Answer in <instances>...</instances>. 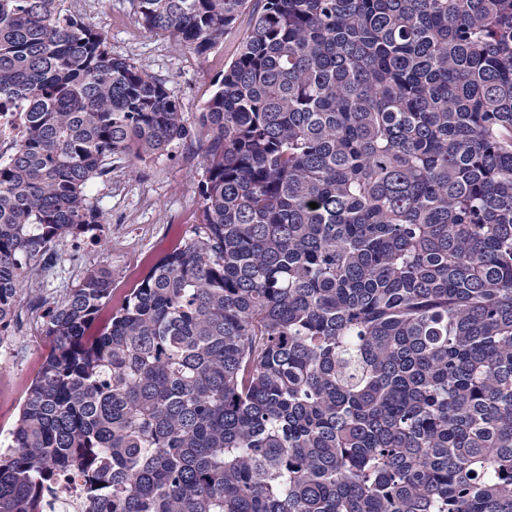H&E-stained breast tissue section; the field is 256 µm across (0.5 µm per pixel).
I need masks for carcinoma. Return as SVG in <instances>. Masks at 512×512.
<instances>
[{
	"instance_id": "cac0c4a2",
	"label": "carcinoma",
	"mask_w": 512,
	"mask_h": 512,
	"mask_svg": "<svg viewBox=\"0 0 512 512\" xmlns=\"http://www.w3.org/2000/svg\"><path fill=\"white\" fill-rule=\"evenodd\" d=\"M60 2L0 0V343L112 158L204 137L200 224L43 313L0 512H512V0H135L199 56L252 8L192 125ZM23 112L0 113V142L12 144L20 138ZM48 512H81L86 507L82 482L68 478L55 492L48 494Z\"/></svg>"
}]
</instances>
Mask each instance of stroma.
<instances>
[{"label":"stroma","instance_id":"35a3bbf8","mask_svg":"<svg viewBox=\"0 0 512 512\" xmlns=\"http://www.w3.org/2000/svg\"><path fill=\"white\" fill-rule=\"evenodd\" d=\"M61 8L102 32L113 56L132 59L162 79L190 121L203 110L220 74L235 58L251 18L243 13L223 41L200 57L174 51L164 34L145 30L133 0H62ZM203 177V148L191 136L136 164L113 158L110 172L91 182L89 198L111 222L101 241L66 245L48 271L31 276L30 293L0 345V442L14 427L49 351L30 306L47 308L75 288L86 271L105 266L112 272V298L102 315L110 317L129 288L192 236L199 222L198 184Z\"/></svg>","mask_w":512,"mask_h":512}]
</instances>
